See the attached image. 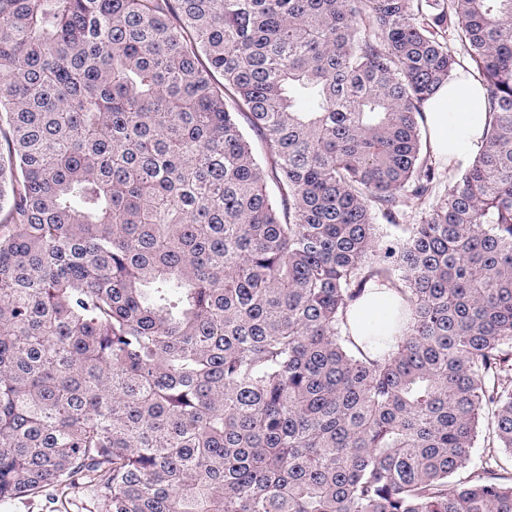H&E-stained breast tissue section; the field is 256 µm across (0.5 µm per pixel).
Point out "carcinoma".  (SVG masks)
<instances>
[{
    "instance_id": "obj_1",
    "label": "carcinoma",
    "mask_w": 512,
    "mask_h": 512,
    "mask_svg": "<svg viewBox=\"0 0 512 512\" xmlns=\"http://www.w3.org/2000/svg\"><path fill=\"white\" fill-rule=\"evenodd\" d=\"M465 65L484 144L405 224ZM2 211L0 504L512 512V0H0ZM371 289L348 312L351 332L358 345L363 340L362 336H368L367 328L371 320L381 317L386 324H389L400 300L399 295L391 287L381 286ZM61 500L66 510L62 512H96V501L92 491L85 485H75L65 489H47L30 500L0 504V512H51L56 511Z\"/></svg>"
}]
</instances>
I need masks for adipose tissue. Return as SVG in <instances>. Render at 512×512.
<instances>
[{
  "mask_svg": "<svg viewBox=\"0 0 512 512\" xmlns=\"http://www.w3.org/2000/svg\"><path fill=\"white\" fill-rule=\"evenodd\" d=\"M424 116L432 155L445 163L465 160L480 147L488 118L480 82L457 71L426 101ZM399 300L394 289L385 286L365 293L348 313L354 338L367 335L373 319L391 320Z\"/></svg>",
  "mask_w": 512,
  "mask_h": 512,
  "instance_id": "1",
  "label": "adipose tissue"
}]
</instances>
